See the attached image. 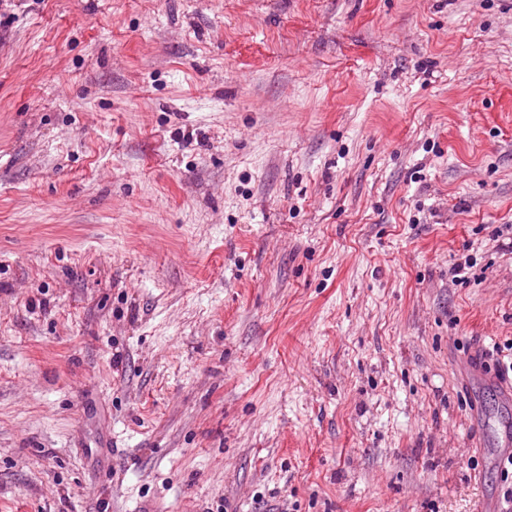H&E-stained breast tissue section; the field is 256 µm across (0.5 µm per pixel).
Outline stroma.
I'll list each match as a JSON object with an SVG mask.
<instances>
[{"mask_svg": "<svg viewBox=\"0 0 512 512\" xmlns=\"http://www.w3.org/2000/svg\"><path fill=\"white\" fill-rule=\"evenodd\" d=\"M505 224L512 0H11L0 512L502 498Z\"/></svg>", "mask_w": 512, "mask_h": 512, "instance_id": "stroma-1", "label": "stroma"}]
</instances>
